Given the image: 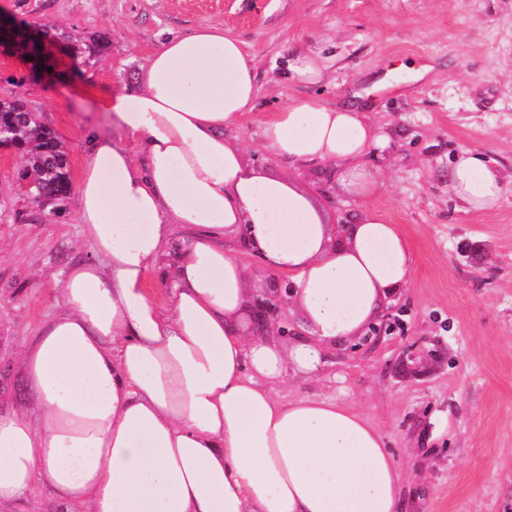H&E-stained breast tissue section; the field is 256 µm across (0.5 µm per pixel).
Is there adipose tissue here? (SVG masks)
Listing matches in <instances>:
<instances>
[{"mask_svg": "<svg viewBox=\"0 0 512 512\" xmlns=\"http://www.w3.org/2000/svg\"><path fill=\"white\" fill-rule=\"evenodd\" d=\"M331 65L318 46L284 69L318 87ZM256 93L253 58L214 25L165 39L138 89L104 99L119 136L84 133L74 186L94 258L67 265L57 310L18 354L36 411H0V512H43L37 485L61 512H398L403 472L362 415L275 396L412 281L396 225L366 208L334 233L298 177L326 167L366 197L364 158L383 137L359 110L298 97L261 128L282 163L269 170L227 135ZM503 181L469 149L448 168L474 212L497 206ZM270 275L291 288L289 340L273 323L255 335L246 314Z\"/></svg>", "mask_w": 512, "mask_h": 512, "instance_id": "obj_1", "label": "adipose tissue"}]
</instances>
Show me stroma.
<instances>
[{
	"mask_svg": "<svg viewBox=\"0 0 512 512\" xmlns=\"http://www.w3.org/2000/svg\"><path fill=\"white\" fill-rule=\"evenodd\" d=\"M0 13L97 40L90 59L52 52L49 77L0 53V97L39 113L82 165L85 129L115 136L103 98L135 88L165 38L223 25L256 63L255 107L231 136L249 162L275 170L260 136L292 98L364 108L384 149L365 158L379 174L367 201L329 170L301 174L330 214L351 223L361 204L408 240L411 284L384 308L374 345L329 349L319 375L292 378L278 398H328L363 415L404 472L400 512H512V0H0ZM331 39L328 85L292 83L288 50ZM506 180L497 207L465 211L448 186L460 149ZM0 407L22 405L15 356L61 299L62 272L90 258L67 196L41 205L18 194L23 160L0 149Z\"/></svg>",
	"mask_w": 512,
	"mask_h": 512,
	"instance_id": "35a3bbf8",
	"label": "stroma"
}]
</instances>
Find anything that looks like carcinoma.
Instances as JSON below:
<instances>
[{
  "mask_svg": "<svg viewBox=\"0 0 512 512\" xmlns=\"http://www.w3.org/2000/svg\"><path fill=\"white\" fill-rule=\"evenodd\" d=\"M42 30L51 41L68 42L73 56L86 53L85 41L77 36L46 25ZM0 126L12 131V146L25 161L20 174L35 179V195L48 202L64 199L71 185L68 153L55 132L38 113L9 98H0Z\"/></svg>",
  "mask_w": 512,
  "mask_h": 512,
  "instance_id": "obj_1",
  "label": "carcinoma"
}]
</instances>
